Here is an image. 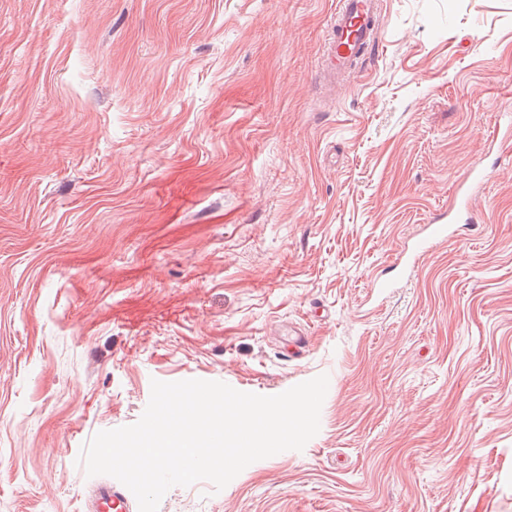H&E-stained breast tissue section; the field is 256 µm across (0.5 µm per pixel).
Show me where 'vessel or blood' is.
Listing matches in <instances>:
<instances>
[{
	"instance_id": "vessel-or-blood-1",
	"label": "vessel or blood",
	"mask_w": 512,
	"mask_h": 512,
	"mask_svg": "<svg viewBox=\"0 0 512 512\" xmlns=\"http://www.w3.org/2000/svg\"><path fill=\"white\" fill-rule=\"evenodd\" d=\"M378 0H338L328 20V36L318 60L319 83L330 86L352 71L356 61L365 58L377 43ZM484 174L472 169L456 187L455 203L458 211L469 208ZM97 499L107 504L111 512H131L134 497L121 482L100 484Z\"/></svg>"
}]
</instances>
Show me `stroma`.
Instances as JSON below:
<instances>
[{"mask_svg": "<svg viewBox=\"0 0 512 512\" xmlns=\"http://www.w3.org/2000/svg\"><path fill=\"white\" fill-rule=\"evenodd\" d=\"M337 2L0 0V512H90L152 380L321 374L303 450L159 512H512V0H380L327 98ZM484 177L485 175L481 170L473 168L465 178L458 182L455 192V205H457L458 212H464L469 209V202L475 195Z\"/></svg>", "mask_w": 512, "mask_h": 512, "instance_id": "obj_1", "label": "stroma"}]
</instances>
